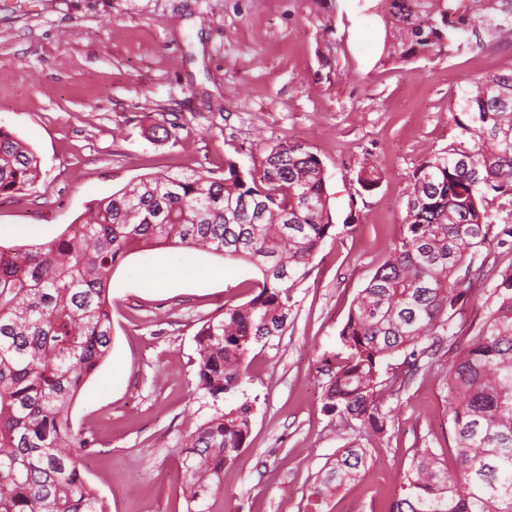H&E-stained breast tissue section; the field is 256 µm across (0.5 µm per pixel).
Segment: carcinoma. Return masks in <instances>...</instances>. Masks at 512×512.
Instances as JSON below:
<instances>
[{"mask_svg": "<svg viewBox=\"0 0 512 512\" xmlns=\"http://www.w3.org/2000/svg\"><path fill=\"white\" fill-rule=\"evenodd\" d=\"M385 25L382 65L451 52L468 35L512 36V0H378ZM458 133L425 158L409 186L403 238L357 294L339 331L345 356L325 360L323 410L365 430H385L381 367L404 356L407 380L427 357L443 375L455 464L417 448L389 512H512V269L464 345L453 320L483 247L512 238V72L473 82L454 102ZM40 162L0 129V195L33 189ZM381 180L361 168L359 186ZM504 227L494 232L495 224ZM336 229L322 161L304 146L271 147L260 168L224 161L210 170L157 172L95 201L86 219L56 237L0 245V512H111L84 474L95 445L73 428L82 386L112 354L109 277L135 250L203 249L254 267L246 302H224L195 334L199 390L218 402L249 377L258 344L283 334L292 292ZM251 405L218 411L183 436L186 512H211L224 466L245 447ZM372 454L352 442L312 487L319 500L361 479Z\"/></svg>", "mask_w": 512, "mask_h": 512, "instance_id": "cac0c4a2", "label": "carcinoma"}]
</instances>
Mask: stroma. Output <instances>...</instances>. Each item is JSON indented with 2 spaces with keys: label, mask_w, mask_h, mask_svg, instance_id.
<instances>
[{
  "label": "stroma",
  "mask_w": 512,
  "mask_h": 512,
  "mask_svg": "<svg viewBox=\"0 0 512 512\" xmlns=\"http://www.w3.org/2000/svg\"><path fill=\"white\" fill-rule=\"evenodd\" d=\"M384 36L366 0H0V129L41 169L34 189L0 196V242L52 238L146 174L220 177L228 159L259 167L285 141L327 172L336 229L293 294L286 331L256 346L249 379L221 402L197 388L194 335L225 301L250 299L256 271L189 248L135 251L113 269L112 355L71 410L74 429L97 440L83 465L111 512H185L183 436L247 401L251 434L212 512H309L312 486L352 442L370 448V467L319 512H387L414 449L449 456L437 369L405 386L401 357L390 359L386 430L367 433L324 413L321 365L403 234L413 171L456 134L451 101L512 71V40L472 37L382 66ZM367 163L383 172L370 191L356 182ZM509 267L511 247L477 253L454 319L459 344Z\"/></svg>",
  "instance_id": "obj_1"
}]
</instances>
